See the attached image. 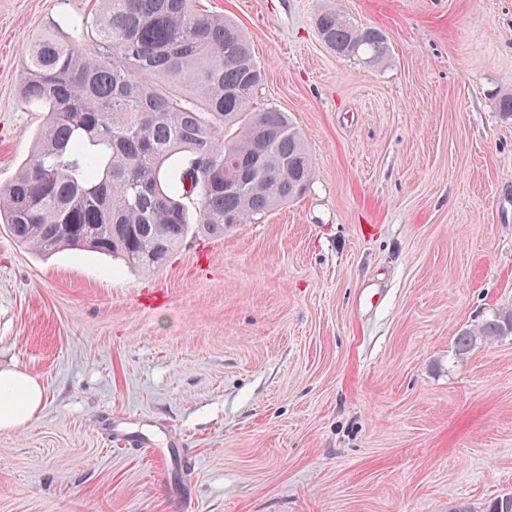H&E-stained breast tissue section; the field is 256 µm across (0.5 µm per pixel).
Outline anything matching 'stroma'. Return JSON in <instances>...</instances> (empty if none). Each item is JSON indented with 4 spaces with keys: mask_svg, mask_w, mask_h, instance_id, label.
Instances as JSON below:
<instances>
[{
    "mask_svg": "<svg viewBox=\"0 0 512 512\" xmlns=\"http://www.w3.org/2000/svg\"><path fill=\"white\" fill-rule=\"evenodd\" d=\"M330 5L381 29L336 55ZM234 21L314 179L144 274L0 223V365L37 377L0 432V512H452L512 493V0H198ZM94 0H0V186L43 111L25 48ZM316 27L324 44L340 56H365L375 63L389 52L387 38L380 30L358 27L335 9L324 6L317 14ZM512 335V309L493 310L479 324L461 329L456 337L458 355L468 353L477 341H488Z\"/></svg>",
    "mask_w": 512,
    "mask_h": 512,
    "instance_id": "35a3bbf8",
    "label": "stroma"
}]
</instances>
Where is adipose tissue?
I'll return each mask as SVG.
<instances>
[{
    "mask_svg": "<svg viewBox=\"0 0 512 512\" xmlns=\"http://www.w3.org/2000/svg\"><path fill=\"white\" fill-rule=\"evenodd\" d=\"M43 402L44 389L36 377L14 367L0 368V430L27 425Z\"/></svg>",
    "mask_w": 512,
    "mask_h": 512,
    "instance_id": "adipose-tissue-1",
    "label": "adipose tissue"
}]
</instances>
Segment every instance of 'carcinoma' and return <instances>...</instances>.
<instances>
[{
    "label": "carcinoma",
    "instance_id": "cac0c4a2",
    "mask_svg": "<svg viewBox=\"0 0 512 512\" xmlns=\"http://www.w3.org/2000/svg\"><path fill=\"white\" fill-rule=\"evenodd\" d=\"M81 22H58L29 41L21 96L44 109L28 161L0 189V220L46 255L95 252L142 271L165 265L190 230L222 238L303 194L312 180L305 140L287 113L253 108L261 83L243 30L194 0H97ZM321 40L370 63L386 36L337 10L316 17ZM265 182L240 189L256 168ZM512 335V309L460 330L456 352ZM512 512V497L476 510Z\"/></svg>",
    "mask_w": 512,
    "mask_h": 512
}]
</instances>
